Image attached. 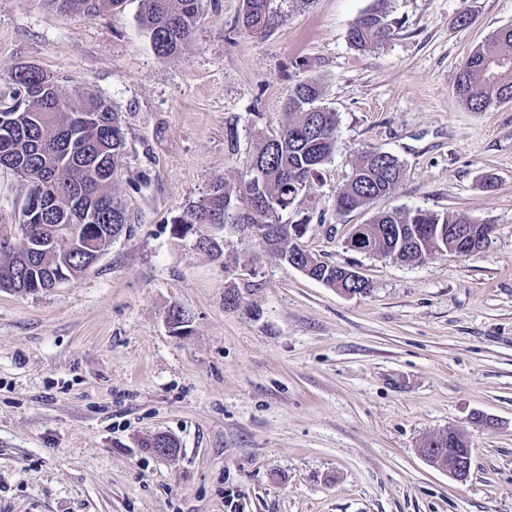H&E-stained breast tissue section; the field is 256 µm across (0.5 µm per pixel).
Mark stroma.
<instances>
[{"label": "stroma", "instance_id": "obj_1", "mask_svg": "<svg viewBox=\"0 0 512 512\" xmlns=\"http://www.w3.org/2000/svg\"><path fill=\"white\" fill-rule=\"evenodd\" d=\"M372 4L315 0L258 39L243 0H204L190 46L162 58L138 0L94 18L0 0V91L28 64L113 104L136 219L86 276L0 289V512H512V103L471 112L454 88L469 51L512 26V0H391L394 38L360 52L346 33ZM307 77L339 124L300 243L357 268L365 294L248 235L219 257L173 233L213 180L245 173ZM369 149L405 177L337 214ZM416 208L493 224L492 242L415 265L347 248L354 225ZM450 430L471 446L463 482L419 452ZM157 434L175 455L145 448Z\"/></svg>", "mask_w": 512, "mask_h": 512}]
</instances>
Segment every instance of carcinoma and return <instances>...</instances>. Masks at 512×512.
<instances>
[{
    "label": "carcinoma",
    "mask_w": 512,
    "mask_h": 512,
    "mask_svg": "<svg viewBox=\"0 0 512 512\" xmlns=\"http://www.w3.org/2000/svg\"><path fill=\"white\" fill-rule=\"evenodd\" d=\"M60 12L95 17L124 7L126 0H44ZM313 0H244L243 29L267 36L290 9ZM203 0H139V20L157 55L185 50L202 14ZM390 0H374L347 32L349 44L373 51L395 36ZM10 102L0 94V169L17 174L26 186L18 215L20 242L0 246V289L52 288L46 267L61 263L72 280L92 269V252L111 245L107 235L132 231V216L115 189L126 141L121 116L103 97L80 90L63 91L55 80L32 65L18 67L9 78ZM461 104L472 112L512 102V27L499 28L462 61L455 82ZM322 89L308 78L298 81L286 103V120L272 134L259 136L249 172L230 182L218 178L174 220L187 234L196 227L219 225L260 232L270 254L288 262L295 225L307 224L301 210L315 194L320 169L336 148L337 114L320 105ZM404 178L397 157L377 150L362 152L348 181L336 192L339 214L351 213L391 194ZM455 214L406 209L382 212L360 225L354 250L404 263L421 254L460 249L448 238V226L470 224ZM301 266L336 287L342 273L302 249ZM431 460L447 461L448 439L430 438L421 448Z\"/></svg>",
    "instance_id": "cac0c4a2"
}]
</instances>
